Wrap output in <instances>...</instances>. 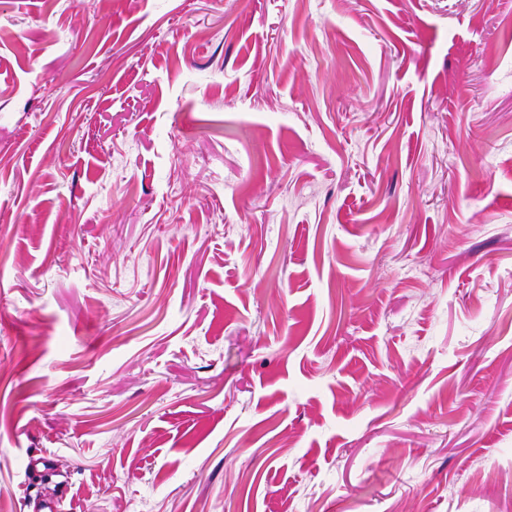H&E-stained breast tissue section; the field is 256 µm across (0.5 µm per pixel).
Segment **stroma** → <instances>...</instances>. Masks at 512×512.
<instances>
[{
	"label": "stroma",
	"instance_id": "obj_1",
	"mask_svg": "<svg viewBox=\"0 0 512 512\" xmlns=\"http://www.w3.org/2000/svg\"><path fill=\"white\" fill-rule=\"evenodd\" d=\"M512 512V0H0V512Z\"/></svg>",
	"mask_w": 512,
	"mask_h": 512
}]
</instances>
